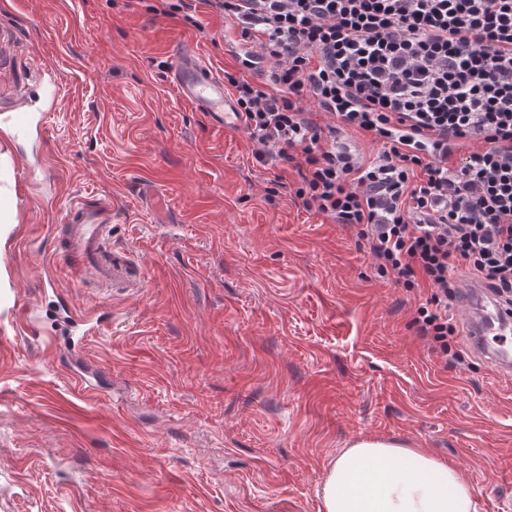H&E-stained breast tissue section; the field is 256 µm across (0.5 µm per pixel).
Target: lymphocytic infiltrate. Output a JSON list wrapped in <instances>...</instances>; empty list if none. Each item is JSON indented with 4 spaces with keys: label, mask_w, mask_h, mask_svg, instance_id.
Listing matches in <instances>:
<instances>
[{
    "label": "lymphocytic infiltrate",
    "mask_w": 512,
    "mask_h": 512,
    "mask_svg": "<svg viewBox=\"0 0 512 512\" xmlns=\"http://www.w3.org/2000/svg\"><path fill=\"white\" fill-rule=\"evenodd\" d=\"M205 2L261 78L226 76L256 160L295 164L304 207L354 229L380 277L430 288L412 324L462 362L454 269L512 304V0ZM361 131L372 157L347 142Z\"/></svg>",
    "instance_id": "obj_1"
}]
</instances>
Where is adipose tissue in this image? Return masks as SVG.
<instances>
[{
  "instance_id": "ef3b65f1",
  "label": "adipose tissue",
  "mask_w": 512,
  "mask_h": 512,
  "mask_svg": "<svg viewBox=\"0 0 512 512\" xmlns=\"http://www.w3.org/2000/svg\"><path fill=\"white\" fill-rule=\"evenodd\" d=\"M320 512H476L454 466L387 438L357 440L327 467Z\"/></svg>"
}]
</instances>
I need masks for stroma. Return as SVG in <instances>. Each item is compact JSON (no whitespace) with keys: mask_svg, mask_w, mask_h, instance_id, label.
<instances>
[{"mask_svg":"<svg viewBox=\"0 0 512 512\" xmlns=\"http://www.w3.org/2000/svg\"><path fill=\"white\" fill-rule=\"evenodd\" d=\"M0 67V512H319L330 461L395 438L460 468L477 512H512V377L445 366L411 324L424 296L379 277L354 232L261 164L242 126L180 99L183 59L242 74L222 12L174 0H6ZM45 134L6 113L39 69ZM112 198V249L143 285L68 291L98 320L81 364L15 335L53 308L70 202ZM101 370L97 390L76 380Z\"/></svg>","mask_w":512,"mask_h":512,"instance_id":"obj_1","label":"stroma"}]
</instances>
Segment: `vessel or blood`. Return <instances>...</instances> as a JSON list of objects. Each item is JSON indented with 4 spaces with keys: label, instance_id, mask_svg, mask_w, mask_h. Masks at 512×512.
<instances>
[{
    "label": "vessel or blood",
    "instance_id": "obj_1",
    "mask_svg": "<svg viewBox=\"0 0 512 512\" xmlns=\"http://www.w3.org/2000/svg\"><path fill=\"white\" fill-rule=\"evenodd\" d=\"M174 80L179 96L208 112L216 124L232 119L233 109L224 82L205 62L194 59L181 63L174 70ZM28 105L26 91H19L9 116L17 130L25 131L33 125ZM111 226L112 206L108 202L99 200L91 206L75 201L66 206L59 247L67 258L66 271L74 286L105 289L120 280L139 276L140 270L129 255H108ZM459 303L469 313L467 336L471 350L482 355L497 373H512V312L503 309L475 282L463 288ZM68 317L72 322L69 346L75 350L98 328L87 315L72 310Z\"/></svg>",
    "mask_w": 512,
    "mask_h": 512
}]
</instances>
